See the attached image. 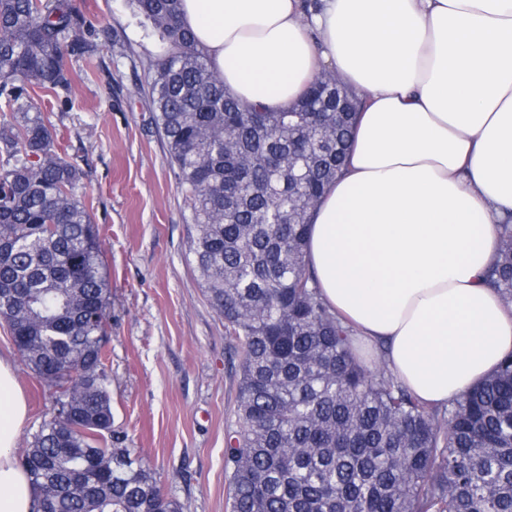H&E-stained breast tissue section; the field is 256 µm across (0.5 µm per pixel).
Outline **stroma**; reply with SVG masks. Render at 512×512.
Instances as JSON below:
<instances>
[{"label":"stroma","instance_id":"obj_1","mask_svg":"<svg viewBox=\"0 0 512 512\" xmlns=\"http://www.w3.org/2000/svg\"><path fill=\"white\" fill-rule=\"evenodd\" d=\"M72 3L91 20L100 51L74 62L66 101L38 88L30 95L83 170L76 193L102 229L113 427L153 464L181 512H229L224 448L238 427L240 356L194 270L190 208L141 91L163 46L129 0ZM0 355L11 358L28 406L20 457L54 400L1 321Z\"/></svg>","mask_w":512,"mask_h":512}]
</instances>
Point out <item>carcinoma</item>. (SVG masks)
Listing matches in <instances>:
<instances>
[{"instance_id": "1", "label": "carcinoma", "mask_w": 512, "mask_h": 512, "mask_svg": "<svg viewBox=\"0 0 512 512\" xmlns=\"http://www.w3.org/2000/svg\"><path fill=\"white\" fill-rule=\"evenodd\" d=\"M130 3L166 45L144 91L189 201L195 271L241 352L231 512H512V355L433 406L361 365L311 276L310 212L363 98L346 85L336 111L323 70L288 110L244 104L179 23L180 0ZM96 49L71 0H0V102L21 113L0 132V320L71 411L44 421L21 465L35 512H181L112 429L103 243L75 193L82 170L29 101L33 87L67 92L70 65ZM499 228L486 281L512 304V224Z\"/></svg>"}]
</instances>
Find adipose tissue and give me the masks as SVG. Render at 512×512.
Segmentation results:
<instances>
[{
  "label": "adipose tissue",
  "instance_id": "adipose-tissue-1",
  "mask_svg": "<svg viewBox=\"0 0 512 512\" xmlns=\"http://www.w3.org/2000/svg\"><path fill=\"white\" fill-rule=\"evenodd\" d=\"M240 101L292 106L322 68L366 105L311 216L322 299L445 406L512 355V306L484 283L512 218V0H181ZM27 405L0 356V512H31L16 462Z\"/></svg>",
  "mask_w": 512,
  "mask_h": 512
}]
</instances>
